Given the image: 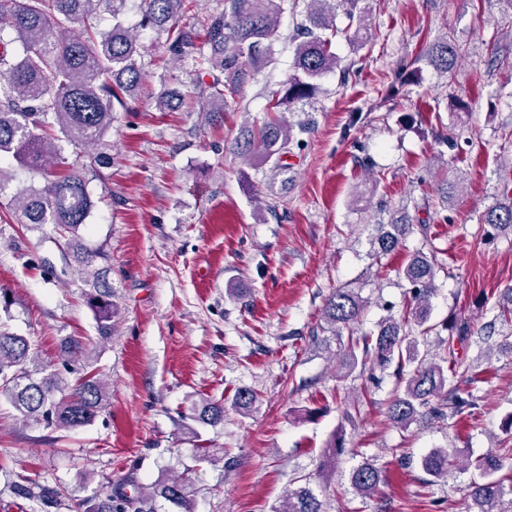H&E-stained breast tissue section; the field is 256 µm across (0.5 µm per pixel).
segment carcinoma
Here are the masks:
<instances>
[{"label":"carcinoma","mask_w":512,"mask_h":512,"mask_svg":"<svg viewBox=\"0 0 512 512\" xmlns=\"http://www.w3.org/2000/svg\"><path fill=\"white\" fill-rule=\"evenodd\" d=\"M298 2L224 0V9L209 16L202 45L193 58L197 78L212 77L208 97L200 102L199 111H224V92H237L246 66L265 59L280 17L286 9H295ZM304 2L305 23L297 29L293 73L283 95L270 103L268 110L272 112L309 103L319 92L318 81L327 73L338 70L345 78L350 75V67H340L341 59L322 35L326 30L336 31V7L344 8L349 20L356 23V49L366 45L360 36L366 26L365 13L357 11L361 0ZM127 4L128 0H0V29L8 25L15 33L14 41L22 46V55L16 56L11 42L0 38V162L9 157L45 177L44 184H31L17 193L15 213L21 224L36 228L54 225L66 250L77 254L92 287L88 304L95 311L103 339L112 335L117 306L112 301L107 271L94 266L98 253L89 251L80 235L96 203L87 188L85 167L68 162L60 154L58 141L64 139L87 151L92 169L111 164L108 134L117 108L126 107L137 96L143 77L137 63L142 56V31L167 35L166 51L177 60L185 56L190 45L189 35L175 27L184 0H141V20L134 30L120 20ZM102 11L112 17L109 28L91 23ZM75 23L82 27L61 34ZM463 52V46L445 34L427 43L416 61L403 62L401 69L414 76L415 62L423 61L450 81ZM293 148V124L277 115L237 140L235 151L242 158H260L279 175L290 170L287 157ZM500 196L483 212L477 230L482 241L512 235V190L508 185H503ZM412 230L406 209L389 211L387 223L377 225L369 256L378 259L395 251ZM441 269L433 249L410 254L401 268L411 293L405 312L399 317L388 314L373 334L354 335L364 300L351 289H334L323 306L324 321L333 335L340 339L348 332L347 349L336 365L338 376L347 377L358 367L385 370L396 365L398 384L388 400L387 417L403 429L423 419L443 421L450 416L472 415L473 394L452 385L453 378H466L473 370V363L459 354L456 345H466L475 334L487 341L495 335L497 323L512 317L509 284L501 292L498 313L479 332L472 331L466 322H452L447 326L448 339L443 341L439 361L419 357V337L432 331L428 326L430 300ZM89 352V343L74 337L65 340L63 367L76 375L70 382L55 366L40 363L27 338L1 322L0 400L10 403L25 423L54 429L92 424L104 410L109 392L101 377L83 372ZM256 404L253 391H237L234 407L239 413L250 414ZM198 420L210 425L224 422V403H202ZM344 451L342 436L334 437L329 454L317 468L318 476H328L336 456ZM454 462L448 449L435 448L421 457L420 465L426 474L444 478ZM472 464L481 471V480L468 487L471 512H509L505 505L512 506V476L497 477L502 469L500 457L491 453L473 463L467 461L461 468ZM382 480L381 469L369 461L359 464L350 476L352 488L363 497L372 496ZM294 482L297 486L279 501L275 512H322L321 501L310 487L311 477L299 476ZM189 483L185 470L148 485H136L132 494L120 488L102 498L76 499L64 489L49 494L25 485L17 487V494L39 500L46 512L58 508L64 499L71 501L73 512H154L158 498L179 512H196ZM507 495L511 499L506 501Z\"/></svg>","instance_id":"1"}]
</instances>
